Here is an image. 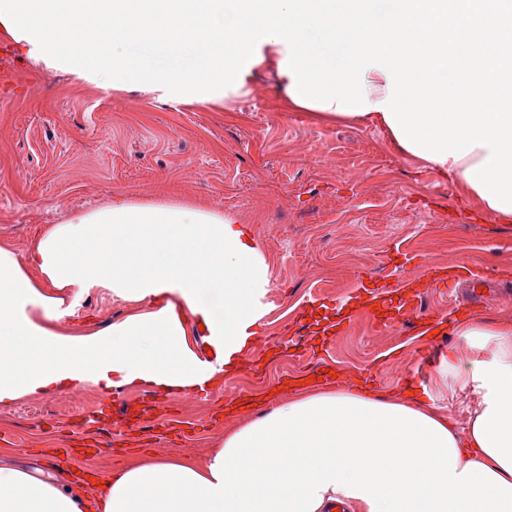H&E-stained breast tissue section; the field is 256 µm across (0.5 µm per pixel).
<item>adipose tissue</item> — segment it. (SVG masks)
<instances>
[{
	"label": "adipose tissue",
	"mask_w": 512,
	"mask_h": 512,
	"mask_svg": "<svg viewBox=\"0 0 512 512\" xmlns=\"http://www.w3.org/2000/svg\"><path fill=\"white\" fill-rule=\"evenodd\" d=\"M33 257L29 269L0 247V403L90 383L203 388L237 363L268 283L236 219L179 202L113 199L48 226ZM69 288H109L142 309L73 338ZM190 321L213 362L189 346ZM448 328V389L478 398L466 432L417 395L316 386L225 436L206 463L146 458L93 496L0 462V512H512V323L474 313Z\"/></svg>",
	"instance_id": "1"
}]
</instances>
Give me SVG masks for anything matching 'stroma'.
Returning <instances> with one entry per match:
<instances>
[{
	"label": "stroma",
	"mask_w": 512,
	"mask_h": 512,
	"mask_svg": "<svg viewBox=\"0 0 512 512\" xmlns=\"http://www.w3.org/2000/svg\"><path fill=\"white\" fill-rule=\"evenodd\" d=\"M184 200L234 217L259 248L263 316L234 369L206 390L89 385L0 403V449L44 469L51 448L103 477L140 454L206 459L225 434L302 393L319 366L331 387L391 397L406 385L451 403L441 348L449 332L409 342L412 323L453 311L449 268L512 273V220L476 208L463 186L400 152L383 131L289 110L273 70L221 105L113 89L11 45L0 59V245L27 260L45 226L104 207ZM138 305L106 289L79 293L72 333L103 330Z\"/></svg>",
	"instance_id": "stroma-1"
}]
</instances>
